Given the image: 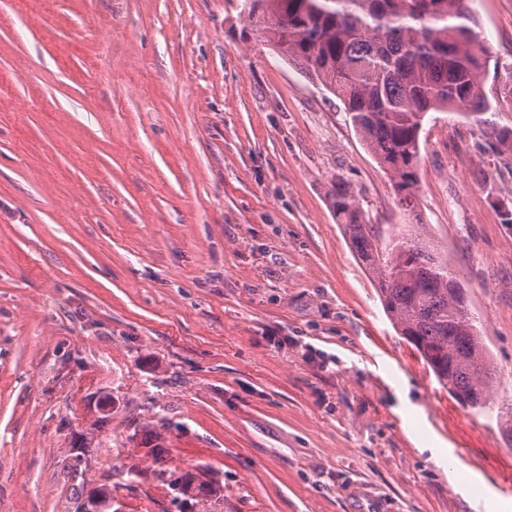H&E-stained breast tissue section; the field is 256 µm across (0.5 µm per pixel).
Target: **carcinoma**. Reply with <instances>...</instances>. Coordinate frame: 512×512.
<instances>
[{
    "label": "carcinoma",
    "instance_id": "carcinoma-1",
    "mask_svg": "<svg viewBox=\"0 0 512 512\" xmlns=\"http://www.w3.org/2000/svg\"><path fill=\"white\" fill-rule=\"evenodd\" d=\"M472 0H243L251 30L338 98L354 131L388 174L397 205L416 214L420 133L429 112L480 114L489 47L477 38ZM498 101L512 107V62L500 66ZM331 206L372 274L388 316L440 385L469 408L492 401L495 367L468 308L460 274L419 233L369 224L338 176ZM190 497L210 484L178 478Z\"/></svg>",
    "mask_w": 512,
    "mask_h": 512
}]
</instances>
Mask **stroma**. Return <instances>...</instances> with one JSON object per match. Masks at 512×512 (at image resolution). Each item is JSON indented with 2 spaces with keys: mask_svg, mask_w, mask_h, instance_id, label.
Returning a JSON list of instances; mask_svg holds the SVG:
<instances>
[{
  "mask_svg": "<svg viewBox=\"0 0 512 512\" xmlns=\"http://www.w3.org/2000/svg\"><path fill=\"white\" fill-rule=\"evenodd\" d=\"M241 4L0 0V512H74L78 483L123 512H488L512 498V224L492 205L512 199V111L427 114L409 216ZM472 7L492 101L512 0ZM338 175L462 274L492 409L392 325L330 207ZM185 473L215 492L177 500Z\"/></svg>",
  "mask_w": 512,
  "mask_h": 512,
  "instance_id": "stroma-1",
  "label": "stroma"
}]
</instances>
